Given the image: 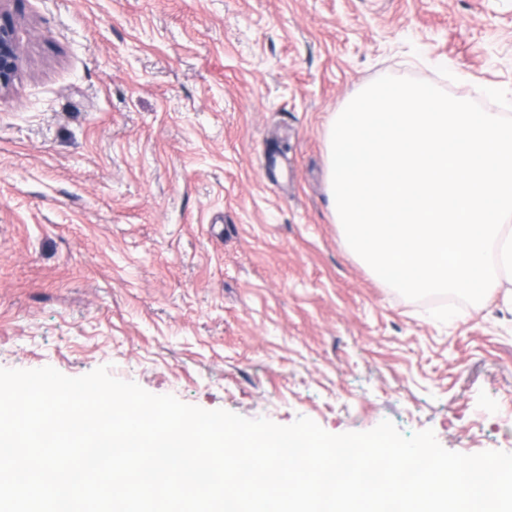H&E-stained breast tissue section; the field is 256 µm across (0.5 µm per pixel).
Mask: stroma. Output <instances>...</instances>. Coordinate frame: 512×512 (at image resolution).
I'll return each instance as SVG.
<instances>
[{
    "mask_svg": "<svg viewBox=\"0 0 512 512\" xmlns=\"http://www.w3.org/2000/svg\"><path fill=\"white\" fill-rule=\"evenodd\" d=\"M0 92V368L98 367L332 434L391 420L512 452V303L441 323L328 193L336 112L383 75L512 92V0H21Z\"/></svg>",
    "mask_w": 512,
    "mask_h": 512,
    "instance_id": "obj_1",
    "label": "stroma"
}]
</instances>
